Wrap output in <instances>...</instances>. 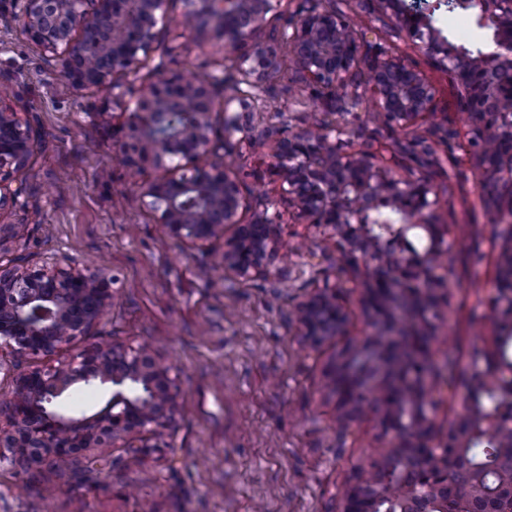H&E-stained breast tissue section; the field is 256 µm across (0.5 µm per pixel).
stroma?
I'll return each mask as SVG.
<instances>
[{"label":"stroma","mask_w":512,"mask_h":512,"mask_svg":"<svg viewBox=\"0 0 512 512\" xmlns=\"http://www.w3.org/2000/svg\"><path fill=\"white\" fill-rule=\"evenodd\" d=\"M395 51L424 71L436 90L431 124L457 130L448 142L446 172H430L448 226L449 319L438 322L431 356L453 355L466 367L474 349L496 348L487 297L498 273L501 230L478 202L468 161L464 119L447 72L404 41ZM215 28L180 33L160 29L141 61V88L187 72L193 63L223 62ZM0 81L29 108L34 153L16 207L0 224L22 227L0 249V263L38 264L63 255L79 267L111 268L119 296L83 337L157 346L181 392L173 442L142 452L93 448L89 459L59 473L0 468V512H340L346 485L385 446L376 417L344 426L326 369L347 343L370 326L361 294L344 289L349 334L305 342L294 309L315 288L335 283L341 266L333 240L291 220L281 183L262 174L275 142L309 113L328 110L312 88L270 80L253 112L241 119L252 147L227 159L240 171L242 190L268 198L281 215L282 261L250 280L224 278L223 241L197 250L172 238L146 209L137 183L118 153L114 128L122 105H107L106 88L72 89L55 56L28 42L0 0ZM367 105L353 110L355 147L378 151L403 137L401 129L374 132Z\"/></svg>","instance_id":"1"}]
</instances>
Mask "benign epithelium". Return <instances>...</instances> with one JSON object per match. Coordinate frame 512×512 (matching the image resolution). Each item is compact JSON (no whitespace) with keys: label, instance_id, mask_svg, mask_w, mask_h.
Returning a JSON list of instances; mask_svg holds the SVG:
<instances>
[{"label":"benign epithelium","instance_id":"1","mask_svg":"<svg viewBox=\"0 0 512 512\" xmlns=\"http://www.w3.org/2000/svg\"><path fill=\"white\" fill-rule=\"evenodd\" d=\"M283 0H187L178 26L215 25L225 46L237 53L233 94L216 98L211 85L184 77L141 89L123 126L121 159L130 175L147 165L157 175L139 184L143 204L168 233L192 246L224 238V279L265 275L279 255L280 214L254 211L242 191L240 173L219 149L236 134L233 148L251 144L234 106L254 103L282 58L296 83L313 85L325 103L352 106L373 100L369 120L398 127L409 136L394 141L388 155L353 148L345 118L307 120L276 142L269 176L288 185L294 217L336 242L340 270L363 290L372 333L352 341L361 350L379 346L400 388L380 413L386 450L344 489L341 512H512V361L478 362L480 376L466 387V414L436 441L435 398L419 367L430 359L436 313L447 302V281L437 275L447 254L448 225L437 212L432 182L416 171L444 170L438 146L456 131L424 127L435 113V90L427 75L393 53L389 43L408 40L426 51L435 67L457 82L456 108L465 117L479 175L480 200L492 209L501 233L495 321L499 334L512 333V0H312L297 12L280 41H257L268 14ZM476 3L478 29L491 32L496 51L461 47L433 25L444 8ZM28 41L61 62L64 78L77 89L112 84L124 98L130 85L115 81L137 73L154 48L156 29L169 24L168 0H12ZM189 105L196 121L168 125L171 112ZM224 112V143L213 139L211 115ZM28 108L0 84V211L17 203L21 175L33 154ZM407 166L408 177L395 174ZM253 218L246 220L247 212ZM424 231L427 245L409 238ZM117 278L106 268L63 266L54 258L38 266L0 264V352L64 356L51 368H35L14 379L10 400L0 404V465L66 468L90 448L117 442L151 441L172 432L181 413L180 391L171 367L148 344L107 341L83 348L77 342L112 306ZM403 299L406 321L392 316ZM301 335L313 343L346 333L348 310L341 291L319 288L297 306ZM108 386L98 410L77 411L68 402L74 388ZM495 392L505 400L488 405ZM364 401L337 395L342 419L363 416ZM492 436L499 459L493 476L475 457L474 439Z\"/></svg>","mask_w":512,"mask_h":512}]
</instances>
